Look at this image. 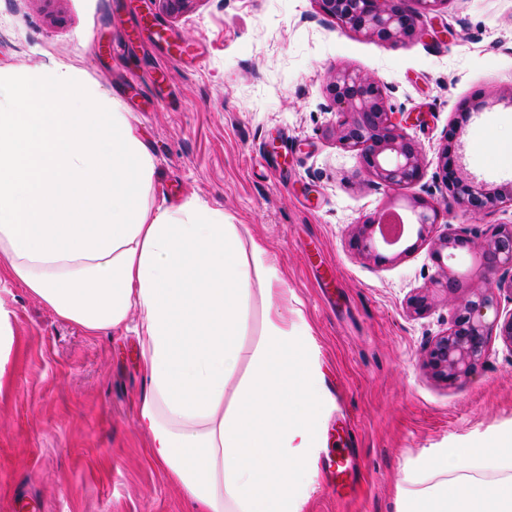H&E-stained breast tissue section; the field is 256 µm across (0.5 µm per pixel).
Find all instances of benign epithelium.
<instances>
[{
  "mask_svg": "<svg viewBox=\"0 0 512 512\" xmlns=\"http://www.w3.org/2000/svg\"><path fill=\"white\" fill-rule=\"evenodd\" d=\"M161 9L177 16L190 8L194 0H157ZM321 12L343 28L363 33L390 47L423 30L424 15L445 0H316ZM330 107L339 119L332 127L336 146L356 154L357 174L371 184L388 191L407 189L419 182L425 158L414 140L403 133V118L390 112L385 103L384 84L377 78L349 69L331 72L325 84ZM439 177L446 191L448 208L458 207L470 215L512 206V182L491 188L476 177L465 174L448 150L439 157ZM415 215L416 241L402 250L409 254L429 237L438 223L439 209L415 196L411 201ZM377 220L368 218L356 229L350 245L361 255L377 263L390 258L376 252L372 244ZM477 245L465 229L448 233L432 242L437 259L454 256L459 248ZM479 247L480 276L484 286L462 292L459 280L448 276L439 287L453 300L451 325L435 337L425 349L423 368L432 377L454 383L469 376L480 365L493 336L512 349V309L501 305L502 296L512 301V224H498Z\"/></svg>",
  "mask_w": 512,
  "mask_h": 512,
  "instance_id": "7a95c632",
  "label": "benign epithelium"
}]
</instances>
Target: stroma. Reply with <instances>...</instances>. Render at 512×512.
<instances>
[{"label": "stroma", "instance_id": "stroma-1", "mask_svg": "<svg viewBox=\"0 0 512 512\" xmlns=\"http://www.w3.org/2000/svg\"><path fill=\"white\" fill-rule=\"evenodd\" d=\"M150 0H0V68L59 62L103 86L156 158L148 203L197 199L222 208L243 242L258 241L279 270L278 303L300 310L324 374L327 438L354 450L360 491L337 502L317 481L302 512H394L407 462L512 428V349L491 338L462 382L420 368L447 331V275L481 286L477 250L436 262L379 245L389 261L351 250L356 224L409 197L441 207L434 236L464 227L474 241L512 221L444 210L437 160L461 104L474 112L458 136L464 170L489 187L512 182V0H447L424 35L386 47L324 16L316 0H193L183 14L148 15ZM167 42L112 47L143 18ZM196 46L195 67L169 47ZM338 68L376 76L393 112H420L404 130L427 165L412 189L391 193L358 178L354 153L328 131L337 120L324 86ZM427 292L430 309L408 300ZM14 341L0 378V512L25 494L26 512H194L151 462L138 427L147 383L135 329L86 335L25 288L0 283Z\"/></svg>", "mask_w": 512, "mask_h": 512}]
</instances>
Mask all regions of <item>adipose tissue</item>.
<instances>
[{"label":"adipose tissue","instance_id":"ef3b65f1","mask_svg":"<svg viewBox=\"0 0 512 512\" xmlns=\"http://www.w3.org/2000/svg\"><path fill=\"white\" fill-rule=\"evenodd\" d=\"M107 103L63 62L0 80V274L90 336L139 315L138 426L197 512H301L327 412L302 314L223 211L148 205L155 157ZM403 481L395 512H512V430L418 456ZM263 301L259 291H252L251 307H250V326L249 335L247 336L248 344H255L260 339L261 322H262Z\"/></svg>","mask_w":512,"mask_h":512}]
</instances>
